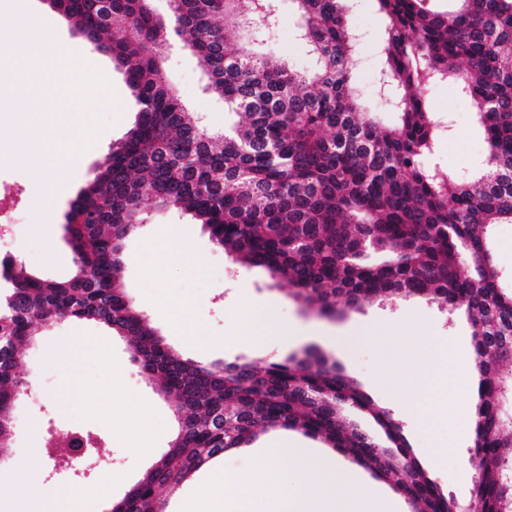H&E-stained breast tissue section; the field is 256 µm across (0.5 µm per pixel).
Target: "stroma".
I'll use <instances>...</instances> for the list:
<instances>
[{
	"label": "stroma",
	"instance_id": "obj_1",
	"mask_svg": "<svg viewBox=\"0 0 512 512\" xmlns=\"http://www.w3.org/2000/svg\"><path fill=\"white\" fill-rule=\"evenodd\" d=\"M37 6L55 22L61 38L78 52L63 74L62 89L73 104L75 121L93 137L89 144L77 142L73 158L63 161L56 172L58 181L74 186L73 192L56 201V216L61 219L92 170L133 127L137 105L123 73L109 54L87 42L70 18L48 9L46 0H37ZM347 7L349 20L363 35L354 75L362 102L366 109L375 112L381 123H392L395 115L387 109L377 85L380 67L377 45L387 20L378 12L374 0H348ZM16 25L11 13H0V66L17 74L15 82L0 86V149L7 152L6 159L0 160V185L9 190L0 205L12 212L14 222L19 225V260L25 271L64 280L73 272L72 251L64 229L48 228L34 206L30 161L11 153L12 148L24 143L29 126L42 127L48 136L58 130L50 108L42 107L34 112L13 109L14 103L29 93L25 65L11 52ZM260 50L280 56L298 69L309 66L311 56L296 36L295 17L288 5H281L278 25ZM166 56V79L188 110L197 113L211 129L228 123L223 101L205 92V79L197 61L184 49L180 39L171 40ZM95 65L104 68L112 79L105 90L106 101L96 103L91 102L82 82L84 69ZM428 99L435 117L449 120L455 131L454 138L444 142L437 154L439 164L457 179L469 180L484 154L470 99L460 95L449 83L432 87ZM176 228L189 233L192 253L202 266L201 273L170 263L157 269L155 276H148L149 267H154L157 260L149 247L150 241L166 237L169 230ZM120 286L133 297L157 334L187 359L262 365L284 361L311 347L323 351L372 402L368 410L344 408L343 415L353 428L376 437L380 444H387L388 439L373 412L388 411L400 423L409 451L419 463H426L427 450L436 451L437 471L433 479L440 492L462 504L470 499L473 482L467 474L472 469L470 439L474 419L464 412L466 398L446 394L432 384L400 391L390 378L391 370L402 364L425 336L447 343L458 358L472 359L471 327L465 317L449 313L422 297L379 298L333 318L321 315L317 307L296 300L288 284H274L265 270L235 264L212 244L195 219L171 210L152 211L150 222L126 240ZM244 293L257 306L275 304L278 318L296 325L297 336L273 339L261 345L234 337L239 297ZM178 307L188 309L189 325L207 337L208 349H197L183 330L173 328L169 311ZM360 330L366 331V338L353 340V333ZM34 334L35 342L23 349L21 370L23 377L41 389L44 396L37 404L26 396L16 403L11 436L0 445V491L15 489L18 463L32 466L43 474L53 468V459L40 448V433L52 425L76 426L104 437L108 452L98 464L89 466L87 476L75 479L74 484L91 492L110 485L109 497L100 503V512H110L113 502L119 501L152 465L151 460L140 458L127 446L129 427L123 402L149 404L154 419L166 422L167 431L157 436L155 452L159 455L166 451L175 434L173 404L141 372L130 344L109 330L88 322H65L50 328L35 327ZM84 340L95 341L97 347L76 363L57 355L58 345ZM72 381L79 385V394L67 392L66 386ZM434 403L444 406L440 421L428 430L419 427L422 409ZM242 465V459L232 449L212 459L175 492L165 494L166 512H180L183 498L204 483L214 467L238 469Z\"/></svg>",
	"mask_w": 512,
	"mask_h": 512
}]
</instances>
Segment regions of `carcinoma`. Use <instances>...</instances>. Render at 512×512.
<instances>
[{
  "mask_svg": "<svg viewBox=\"0 0 512 512\" xmlns=\"http://www.w3.org/2000/svg\"><path fill=\"white\" fill-rule=\"evenodd\" d=\"M151 2L49 0L124 68L139 111L66 213L73 275H22L18 261L0 259V440L31 387L21 355L32 327L92 322L130 340L179 423L116 512H157L162 492L274 427L319 436L379 470L413 512H464L411 456L389 412L374 417L396 453L351 428L342 406L370 402L323 353L205 365L162 343L118 276L122 243L147 221V206L176 208L233 260L264 269L324 314L400 296L464 313L478 372L475 498L482 512H512V425L500 411L502 370L512 378V290L500 284L489 239L512 224V0H448L446 10L375 0L388 20L379 92L396 114L391 125L361 106L358 34L343 0H289L314 59L303 71L254 49L276 27L278 0H166L164 14ZM174 35L197 57L207 92L242 120L212 131L187 111L164 75L163 45ZM449 82L472 101L484 141L468 183L433 162L453 126L435 118L426 92ZM372 251L382 260L369 261Z\"/></svg>",
  "mask_w": 512,
  "mask_h": 512,
  "instance_id": "1",
  "label": "carcinoma"
}]
</instances>
